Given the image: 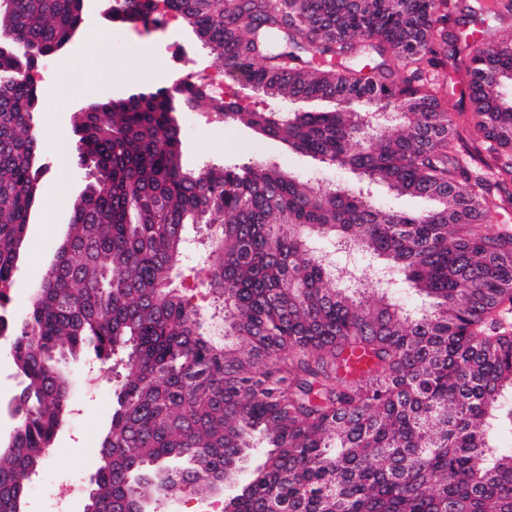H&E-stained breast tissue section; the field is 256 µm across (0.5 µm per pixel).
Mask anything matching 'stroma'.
<instances>
[{"instance_id":"1","label":"stroma","mask_w":512,"mask_h":512,"mask_svg":"<svg viewBox=\"0 0 512 512\" xmlns=\"http://www.w3.org/2000/svg\"><path fill=\"white\" fill-rule=\"evenodd\" d=\"M112 3L85 0L83 21L74 39L38 63L40 75L61 67L71 74L72 103L65 111L45 103L32 115L41 144L38 163L43 174L37 208L22 247L20 270L6 291L5 305L18 318L27 313L70 222L71 212L60 209L52 186H66L74 199L87 183L78 165L75 138H60V127L71 126L74 112L96 100L125 98L137 91L169 86L178 79L209 80L214 59L182 20L169 24L154 15L145 23L117 25L105 14ZM259 155L324 184L353 182L350 173L288 151L282 144L260 140L239 124L203 119L194 130L182 133V164L189 170L212 164L239 167ZM121 372V367L110 362L89 360L73 365L71 396L78 401V411L69 415L53 443V454L34 476L25 512H84Z\"/></svg>"}]
</instances>
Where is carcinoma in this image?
I'll return each instance as SVG.
<instances>
[{
  "instance_id": "1",
  "label": "carcinoma",
  "mask_w": 512,
  "mask_h": 512,
  "mask_svg": "<svg viewBox=\"0 0 512 512\" xmlns=\"http://www.w3.org/2000/svg\"><path fill=\"white\" fill-rule=\"evenodd\" d=\"M249 89L323 112L247 109L185 81L259 138L343 168L323 187L274 162L186 171L165 88L74 113L90 178L24 318L6 324L21 416L0 452V512H22L70 407L66 363L125 372L88 505L139 512L233 486L228 512H512V39H479V2L448 30V0H167ZM83 0H0V296L18 272L41 167L33 70L83 20ZM152 0L112 18L147 20ZM467 55L468 139L435 72ZM393 61L395 78L385 60ZM382 185L419 213L373 201ZM493 223L483 232L476 226ZM210 240L212 318L176 282L187 226ZM390 282H339L327 256ZM262 458L238 481L247 455ZM178 459L182 469L166 470Z\"/></svg>"
}]
</instances>
